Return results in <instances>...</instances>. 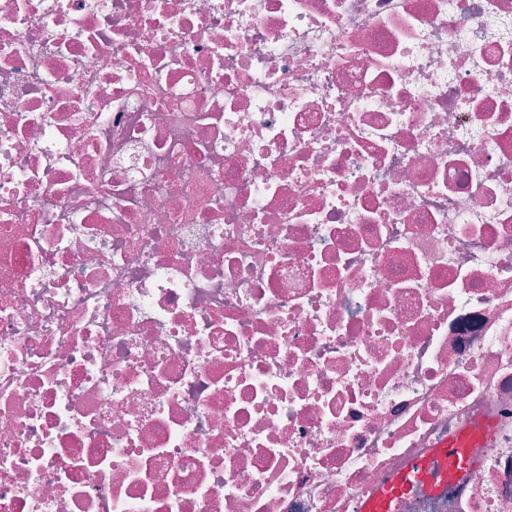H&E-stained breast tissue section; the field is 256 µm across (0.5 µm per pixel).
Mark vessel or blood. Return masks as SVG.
<instances>
[{
  "label": "vessel or blood",
  "mask_w": 512,
  "mask_h": 512,
  "mask_svg": "<svg viewBox=\"0 0 512 512\" xmlns=\"http://www.w3.org/2000/svg\"><path fill=\"white\" fill-rule=\"evenodd\" d=\"M478 429H470L460 437L454 438L442 447L434 449L430 460L414 461L405 474L396 477L388 486L376 496L366 500L360 507V512H387L389 502L395 496L403 493L412 481L438 475L439 478H447L449 474L460 472L468 462V456L464 450L466 443L478 436Z\"/></svg>",
  "instance_id": "obj_1"
}]
</instances>
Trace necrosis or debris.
Returning a JSON list of instances; mask_svg holds the SVG:
<instances>
[{"mask_svg":"<svg viewBox=\"0 0 512 512\" xmlns=\"http://www.w3.org/2000/svg\"><path fill=\"white\" fill-rule=\"evenodd\" d=\"M512 512V0H0V512ZM482 432V428L470 429L460 437L448 441L441 448H435L428 461L415 460L407 473L399 475L376 496L363 502L360 511L386 512L390 500L403 493L412 483V479L418 480L427 477L435 481L432 473V471H435V467L431 463L433 461L438 466V477L442 478V482H446L450 473L460 472L466 466L468 456L463 448L473 437L480 435Z\"/></svg>","mask_w":512,"mask_h":512,"instance_id":"1","label":"necrosis or debris"}]
</instances>
